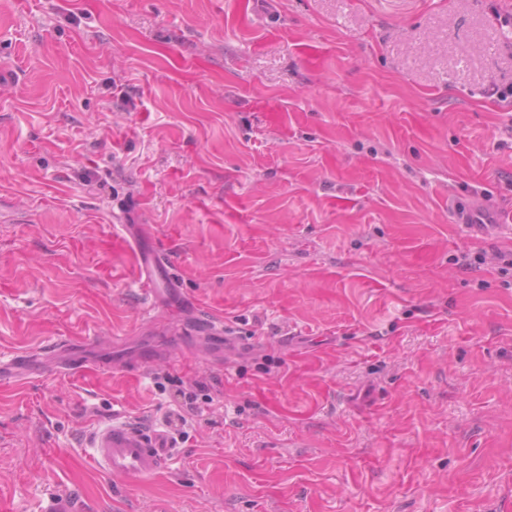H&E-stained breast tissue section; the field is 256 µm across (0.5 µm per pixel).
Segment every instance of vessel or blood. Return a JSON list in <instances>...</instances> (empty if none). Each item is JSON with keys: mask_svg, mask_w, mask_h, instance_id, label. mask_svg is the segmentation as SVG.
I'll list each match as a JSON object with an SVG mask.
<instances>
[{"mask_svg": "<svg viewBox=\"0 0 512 512\" xmlns=\"http://www.w3.org/2000/svg\"><path fill=\"white\" fill-rule=\"evenodd\" d=\"M123 231L134 255L140 291L151 308L163 312L182 305L184 297L173 276V262L160 251L147 226L127 224ZM99 363L90 349L55 342L47 350L0 361V386H13L48 372L79 378ZM89 440L94 467L128 480L151 477L168 469L177 455V442L167 426L145 428L118 415L93 427ZM40 512H82V506L68 493L51 492L42 500Z\"/></svg>", "mask_w": 512, "mask_h": 512, "instance_id": "1", "label": "vessel or blood"}]
</instances>
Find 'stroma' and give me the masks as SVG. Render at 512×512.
I'll list each match as a JSON object with an SVG mask.
<instances>
[{
	"instance_id": "obj_1",
	"label": "stroma",
	"mask_w": 512,
	"mask_h": 512,
	"mask_svg": "<svg viewBox=\"0 0 512 512\" xmlns=\"http://www.w3.org/2000/svg\"><path fill=\"white\" fill-rule=\"evenodd\" d=\"M510 12L0 0V357L166 353L0 388V512H512ZM116 224L171 254L188 325L223 315L221 358L147 335ZM180 389L213 402L169 470L93 468V426ZM78 499L65 492H50L42 500L40 512H81Z\"/></svg>"
}]
</instances>
